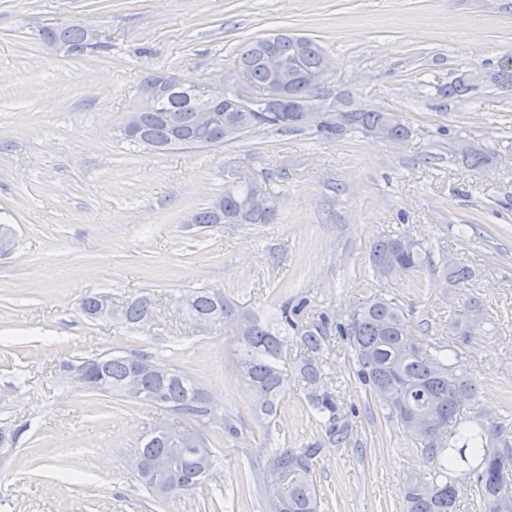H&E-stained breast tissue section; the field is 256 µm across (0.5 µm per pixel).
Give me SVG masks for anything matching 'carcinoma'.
<instances>
[{"label": "carcinoma", "mask_w": 512, "mask_h": 512, "mask_svg": "<svg viewBox=\"0 0 512 512\" xmlns=\"http://www.w3.org/2000/svg\"><path fill=\"white\" fill-rule=\"evenodd\" d=\"M36 39L46 43L62 40L72 55L82 57L102 49L84 42L76 28L56 29L41 26ZM279 54L288 62L296 60L304 70H321L325 52L313 38L290 33H275ZM265 38L243 44L233 60V72L247 76L241 90L247 93L244 108L237 112H216L211 125L200 127L193 121L197 106L194 92L181 89L168 97H152L148 111L142 113L138 129L122 139L137 149L149 147L154 153L176 150H203L221 147L259 128H294L285 123L283 113L272 112L263 97V88L273 77L262 62ZM241 135H226L228 125ZM315 131L326 138L347 133L373 135L381 132L386 141L398 144L408 139L410 129L397 112L364 109L349 112L339 120L323 122ZM461 159L472 169L493 163L490 153L461 145ZM255 189L271 204L261 213L245 207V199ZM224 219L207 207L198 212L195 224H275L280 216V192L267 176L259 185L248 180L225 181ZM432 263L430 250L402 233L377 238L371 248L370 267L379 280L409 277ZM448 282L455 285L469 280L470 269L453 263L446 269ZM188 301L189 314L203 327L218 320L243 321L241 334L234 336V363L250 394L256 414L264 419L276 417L284 384L283 368L288 363V343L295 338L300 351L296 369L304 382L310 413L324 430L328 443L340 446L349 442L351 430L343 419L336 389L324 364L329 349V323L308 321L307 301L283 303L268 320L261 321L224 299L214 288H201L181 295ZM153 314L151 301L139 298L123 307L124 324L134 327ZM339 335L348 338L354 352L356 375L369 391L385 418L399 426L412 439L416 452L430 465L429 476L410 480L404 486L407 512H458L461 499H479L481 512H512V436L500 422L476 419L462 421L467 401L474 389L467 383L462 357L443 342L417 339L404 314L382 298H373L354 308L346 322L337 326ZM97 386L86 390L128 398L136 404L156 408L167 419L144 432L135 450L132 467L142 488L158 500L166 499L160 487L168 486L172 496L198 495L217 502L222 467L206 438L197 448L176 444L167 427L183 425L203 429L220 421L224 435L234 437L233 422L217 415L201 384L190 374L159 362L145 353L105 354L95 359ZM139 377L138 391L130 395L126 382ZM324 449L283 448L267 442L256 463L254 477L272 489L268 512H319L321 497L314 468ZM468 470L473 481L464 486L448 477V472ZM250 487L241 482L232 490L226 512H243Z\"/></svg>", "instance_id": "1"}]
</instances>
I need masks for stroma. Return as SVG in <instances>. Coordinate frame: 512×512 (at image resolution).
<instances>
[{"mask_svg": "<svg viewBox=\"0 0 512 512\" xmlns=\"http://www.w3.org/2000/svg\"><path fill=\"white\" fill-rule=\"evenodd\" d=\"M59 21L98 25L107 50L68 57L34 39ZM277 32L316 39L334 61L324 102L347 93L400 113L409 140L261 128L166 154L122 141L147 78L226 71L243 43ZM509 55L512 0H0V220L16 235L0 251V428L19 432L0 448V512H201L182 497L154 500L129 466L163 412L72 380V366L112 351L147 352L202 383L238 431H204L225 483L249 476L265 435L291 448L324 442L294 370L272 426L256 419L231 337L197 333L173 304L202 286L262 319L305 296L312 320L341 321L381 295L419 338L461 353L475 390L467 419L512 428V88L490 80ZM472 70L487 75L476 89L439 95ZM462 139L492 166L463 164ZM234 161L275 180L280 223H193ZM394 231L434 264L382 284L370 245ZM449 259L471 281L450 286ZM91 295L116 305L147 295L156 311L135 328L91 319L81 307ZM474 296L491 330L456 336ZM327 362L352 435L315 466L324 512H406L403 486L424 469L412 441L356 380L347 340L332 337Z\"/></svg>", "mask_w": 512, "mask_h": 512, "instance_id": "1", "label": "stroma"}]
</instances>
